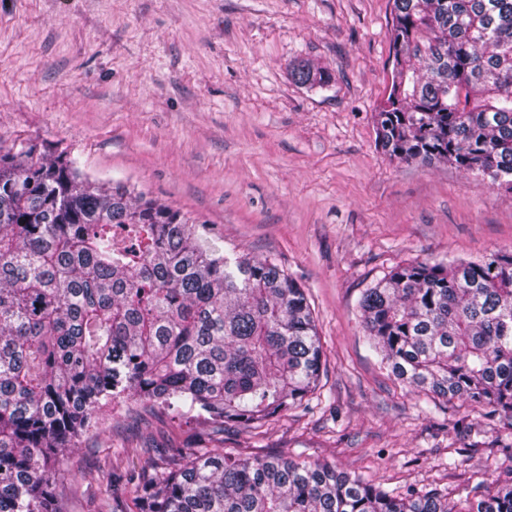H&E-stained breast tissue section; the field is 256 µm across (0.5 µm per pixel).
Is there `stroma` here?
I'll return each instance as SVG.
<instances>
[{"mask_svg":"<svg viewBox=\"0 0 512 512\" xmlns=\"http://www.w3.org/2000/svg\"><path fill=\"white\" fill-rule=\"evenodd\" d=\"M392 0H0V147L75 157L201 222L225 249L277 257L314 308L319 390L245 456L329 460L451 505L512 475L492 414L421 404L366 342L358 300L391 267L512 251V191L453 165L390 159L376 113L392 81ZM308 63L330 86L297 83ZM65 461L66 512H100L123 470L212 447L208 423L105 410ZM456 468H447L449 457Z\"/></svg>","mask_w":512,"mask_h":512,"instance_id":"35a3bbf8","label":"stroma"}]
</instances>
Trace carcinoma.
I'll return each instance as SVG.
<instances>
[{
    "label": "carcinoma",
    "instance_id": "obj_1",
    "mask_svg": "<svg viewBox=\"0 0 512 512\" xmlns=\"http://www.w3.org/2000/svg\"><path fill=\"white\" fill-rule=\"evenodd\" d=\"M392 45L383 152L512 191V0H393ZM359 308L396 380L487 409L512 438V252L396 265ZM322 355L276 257L231 258L208 225L68 155L0 152V512H65L64 451L115 403L262 426L315 392ZM125 496L136 512H455L438 490L394 495L334 463L221 446L130 477ZM468 512H512V479Z\"/></svg>",
    "mask_w": 512,
    "mask_h": 512
}]
</instances>
